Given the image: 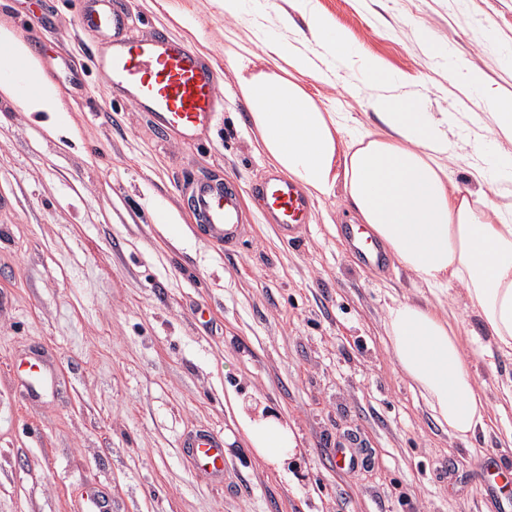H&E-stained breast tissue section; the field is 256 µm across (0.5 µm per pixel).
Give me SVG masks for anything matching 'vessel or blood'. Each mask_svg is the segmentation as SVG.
<instances>
[{
    "label": "vessel or blood",
    "instance_id": "vessel-or-blood-1",
    "mask_svg": "<svg viewBox=\"0 0 512 512\" xmlns=\"http://www.w3.org/2000/svg\"><path fill=\"white\" fill-rule=\"evenodd\" d=\"M78 22L94 41L92 59L111 95L146 113L156 130L191 143L218 121L224 110L219 73L183 40L162 29L146 37L134 35L122 0H79ZM0 83L10 84L19 102L37 91L23 66L1 73ZM182 191L190 195L194 216L208 240L224 246L240 240L244 210L237 188L222 179L202 176L184 183ZM251 193L281 237H295L310 221L311 201L288 177L266 174L252 184ZM341 235L364 265L379 268L386 264L385 251L374 243L362 244L354 225H342ZM182 446L198 481L213 487L223 485L222 432L197 431L186 437ZM482 485L496 495L500 512H512V495L507 492L512 485V466L487 465Z\"/></svg>",
    "mask_w": 512,
    "mask_h": 512
}]
</instances>
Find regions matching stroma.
<instances>
[{
	"instance_id": "stroma-1",
	"label": "stroma",
	"mask_w": 512,
	"mask_h": 512,
	"mask_svg": "<svg viewBox=\"0 0 512 512\" xmlns=\"http://www.w3.org/2000/svg\"><path fill=\"white\" fill-rule=\"evenodd\" d=\"M131 27L167 28L221 75L224 110L194 144L158 133L144 113L109 96L93 67L75 0H0V26L28 38L26 19L53 14L43 48L67 47L84 77L60 93L71 137L37 125L0 97V512H74L81 487L105 486L112 512H498L481 484L485 463L512 457L495 431L449 436L396 365L386 331L393 300L434 302L414 274L389 261L363 265L339 227L355 217L342 197L314 200L311 222L284 239L267 224L251 184L272 168L236 93L226 50L310 41L297 0H244L225 17L217 0H127ZM342 28L351 61L326 79L303 77L320 105L371 128L360 65L377 59L400 92L448 115L455 180L470 181L475 134L498 137L484 98L450 81L455 63L512 95V0H312ZM430 35L443 48L429 55ZM219 175L240 188L246 228L231 247L204 238L182 181ZM466 345L493 421L512 358ZM49 350L60 375L24 400L10 363ZM275 412L298 449L287 470L235 438L223 488L200 485L179 440L207 425L236 426ZM368 448V466L337 470L329 450Z\"/></svg>"
}]
</instances>
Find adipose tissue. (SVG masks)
Segmentation results:
<instances>
[{
    "label": "adipose tissue",
    "instance_id": "adipose-tissue-1",
    "mask_svg": "<svg viewBox=\"0 0 512 512\" xmlns=\"http://www.w3.org/2000/svg\"><path fill=\"white\" fill-rule=\"evenodd\" d=\"M300 7L327 56L346 60L352 46L337 24L311 0H300ZM267 50L273 67L256 74L248 48L229 53L261 151L311 195L342 194L360 223L433 294L463 285L495 351L512 357V211L449 177L442 162L447 118L388 90L381 64L368 58L363 69L376 90L381 129L351 128L347 113L321 108L301 84L302 76L324 75L307 49L274 42ZM386 326L397 366L425 394L437 421L464 442L486 430L487 401L455 311L396 301L387 308ZM239 425L246 445L268 464L284 466L297 450L279 417H244Z\"/></svg>",
    "mask_w": 512,
    "mask_h": 512
}]
</instances>
